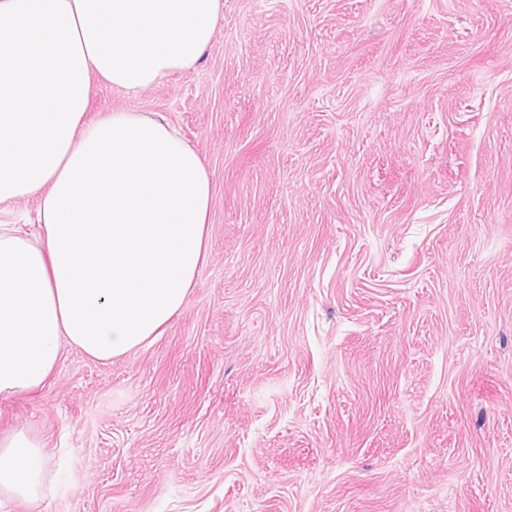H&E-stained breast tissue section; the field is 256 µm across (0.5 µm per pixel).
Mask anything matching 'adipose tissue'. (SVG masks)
I'll return each instance as SVG.
<instances>
[{
  "instance_id": "obj_1",
  "label": "adipose tissue",
  "mask_w": 512,
  "mask_h": 512,
  "mask_svg": "<svg viewBox=\"0 0 512 512\" xmlns=\"http://www.w3.org/2000/svg\"><path fill=\"white\" fill-rule=\"evenodd\" d=\"M223 0H0V397L42 388L61 342L109 360L162 335L207 258L212 185L160 114L86 118L89 79L128 93L194 69ZM47 444L0 437V495L44 487ZM37 198L17 201L13 204L0 205V225H8L20 229L22 234L33 238L37 232Z\"/></svg>"
}]
</instances>
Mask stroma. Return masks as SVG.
Instances as JSON below:
<instances>
[{"label": "stroma", "mask_w": 512, "mask_h": 512, "mask_svg": "<svg viewBox=\"0 0 512 512\" xmlns=\"http://www.w3.org/2000/svg\"><path fill=\"white\" fill-rule=\"evenodd\" d=\"M164 114L213 183L162 336L62 345L0 512H512V0H224ZM47 443L20 429L0 437V495L28 500L44 488Z\"/></svg>", "instance_id": "stroma-1"}]
</instances>
